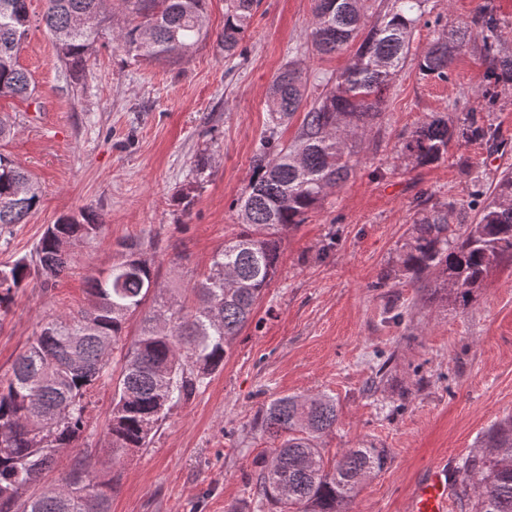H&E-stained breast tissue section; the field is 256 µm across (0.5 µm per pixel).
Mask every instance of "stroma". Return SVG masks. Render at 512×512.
Returning <instances> with one entry per match:
<instances>
[{
	"mask_svg": "<svg viewBox=\"0 0 512 512\" xmlns=\"http://www.w3.org/2000/svg\"><path fill=\"white\" fill-rule=\"evenodd\" d=\"M313 5L260 0L228 57L219 40L225 0H208L210 37L188 60L139 61L107 36L76 79L52 38L31 27L19 61L36 92L0 98V121L12 129L0 154L32 175L40 204L12 226L0 262L30 254L48 225L84 210L103 230L92 243L73 245L74 261L53 287L30 281L0 313V378L9 377L42 320L86 305L89 280L118 259L120 242L160 239L159 280L169 293L185 295L236 231L233 203L252 174L274 77L299 61L312 101L353 57L349 49L313 51L306 39ZM484 6L503 22L501 53H512V0H427L356 167L283 239L275 278L207 387L170 412L149 447L115 465L104 450L113 384L103 379L77 447L58 459L47 482H58L87 454L94 476L120 475L110 512H257L254 461L272 448L253 427L257 411L276 396L327 393L340 407L335 431L323 439L327 455L363 442L387 453L351 512H403L424 469L445 459L462 466L490 425L512 416L511 263L494 269L464 307L432 303L426 289L404 281L378 285L423 202L451 204V224L472 223L486 192L512 171V85L483 98L488 60L481 41L455 59L447 80L418 69L438 23L473 27ZM472 110L493 137L450 143L429 166H411L398 154L426 117L440 113L453 124ZM206 150L215 167L189 213H181L172 198ZM379 369L383 378L367 389Z\"/></svg>",
	"mask_w": 512,
	"mask_h": 512,
	"instance_id": "stroma-1",
	"label": "stroma"
}]
</instances>
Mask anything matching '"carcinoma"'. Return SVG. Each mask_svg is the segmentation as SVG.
Masks as SVG:
<instances>
[{
	"instance_id": "cac0c4a2",
	"label": "carcinoma",
	"mask_w": 512,
	"mask_h": 512,
	"mask_svg": "<svg viewBox=\"0 0 512 512\" xmlns=\"http://www.w3.org/2000/svg\"><path fill=\"white\" fill-rule=\"evenodd\" d=\"M427 0H390L370 20L364 0H314L307 33L315 51L332 55L358 43L352 63L304 113L293 140L284 143L280 125L303 106L302 69L289 63L272 81L267 107L271 125L260 139L252 175L235 200L239 231L213 254L194 281L193 305L165 297L155 270L157 242H122L121 257L89 281L88 307L47 320L19 352L10 376L0 379V512H109L117 478L91 476L87 458L59 483L32 491L60 453L75 447L87 426L92 391L114 380L105 448L112 464L149 446L152 433L178 403L189 401L223 369L231 341L252 317L279 268L283 236L304 223L329 192L346 180L357 160L358 142L381 116L382 93L403 68L412 31ZM125 20L113 30L114 47L149 63L188 59L208 38L207 0H120ZM258 0H226L224 56L235 54ZM110 0H47L42 16L67 71L84 70L103 30L110 27ZM476 24L489 59L488 96L512 83V55L500 54L501 21L489 7ZM31 26L27 0H0V97L30 96L34 82L19 63ZM473 31L443 25L419 59L422 75L448 79L454 58L469 46ZM490 136L471 112L456 126L442 115L423 120L400 146L416 166L440 161L448 144ZM214 153L193 162L194 181L174 196L189 212L210 175ZM30 175L0 155V239L37 207ZM103 225L89 216L50 224L35 258L0 264V310H8L28 279L44 288L69 265L63 245L91 240ZM512 261V172L487 195L478 217L453 230L448 204L422 208L400 246L394 273L427 287L434 297L467 305L490 270ZM140 316L139 333L126 342V324ZM336 399L273 397L260 407L254 428L274 448L256 461L259 503L277 512H350L359 487L386 462L382 448L365 443L332 458L321 448L336 426ZM456 495L471 512H512V416L482 437L480 451L464 460Z\"/></svg>"
}]
</instances>
